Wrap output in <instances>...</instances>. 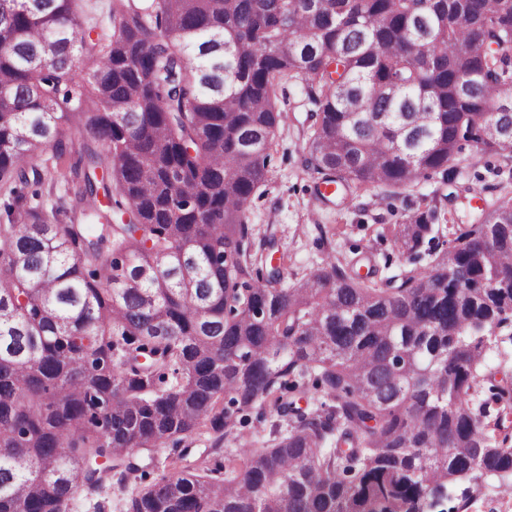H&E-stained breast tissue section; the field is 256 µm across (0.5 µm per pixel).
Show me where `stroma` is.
Here are the masks:
<instances>
[{
  "label": "stroma",
  "mask_w": 512,
  "mask_h": 512,
  "mask_svg": "<svg viewBox=\"0 0 512 512\" xmlns=\"http://www.w3.org/2000/svg\"><path fill=\"white\" fill-rule=\"evenodd\" d=\"M282 120L271 152L266 181L260 185L247 207V222L255 244L271 240L281 259L285 279L320 267L327 247H334L338 262L361 269L374 268L385 279L412 269V262L400 254L387 228L403 224L437 205L444 217L445 235L466 228L478 201L494 203L512 198V154L475 159V150L464 147L453 170L451 183L430 175L407 187L375 186L358 192L348 204L336 206L319 201L315 195L316 174L307 170L303 159L307 152V133L315 109L301 81L284 84L279 92ZM82 148L71 143L61 158L44 156L45 167H59L66 174L51 196L37 200L44 211L68 208L71 191L83 173ZM480 197H473V189ZM485 388L480 400H488L489 388L512 381V338L499 335L498 342L481 367ZM245 421L236 436L225 439V451L243 445L266 446L274 434L286 432L288 421L258 408L244 413ZM143 481L130 478L112 480L103 488L81 489L69 499L66 512H127L130 497Z\"/></svg>",
  "instance_id": "stroma-1"
}]
</instances>
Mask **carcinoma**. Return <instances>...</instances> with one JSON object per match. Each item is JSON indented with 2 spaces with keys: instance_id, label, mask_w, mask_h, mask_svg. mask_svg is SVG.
Returning a JSON list of instances; mask_svg holds the SVG:
<instances>
[{
  "instance_id": "carcinoma-1",
  "label": "carcinoma",
  "mask_w": 512,
  "mask_h": 512,
  "mask_svg": "<svg viewBox=\"0 0 512 512\" xmlns=\"http://www.w3.org/2000/svg\"><path fill=\"white\" fill-rule=\"evenodd\" d=\"M80 2L0 0V512H65L203 433L128 512H455L450 489L512 473V395L472 406L512 320V199L401 288L332 259L288 285L246 223L284 81L317 107L323 201L446 174L465 143L511 154L512 0H112L95 38ZM73 140L88 167L58 224L28 196ZM435 219L393 226L398 250L437 254ZM306 378L321 413L288 398ZM267 404L288 434L224 455Z\"/></svg>"
}]
</instances>
